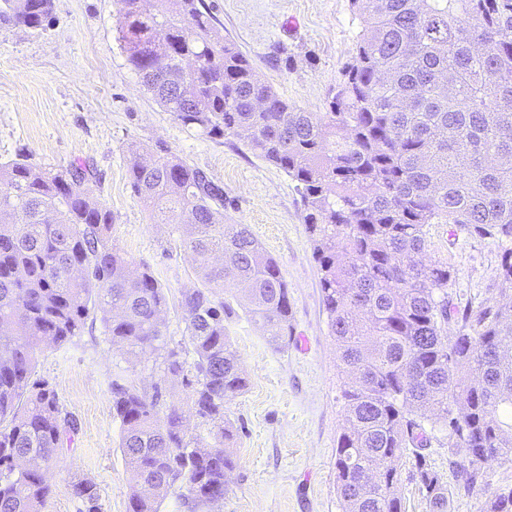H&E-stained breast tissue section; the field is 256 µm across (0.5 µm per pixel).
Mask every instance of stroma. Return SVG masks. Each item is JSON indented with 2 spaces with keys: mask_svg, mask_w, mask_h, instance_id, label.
Masks as SVG:
<instances>
[{
  "mask_svg": "<svg viewBox=\"0 0 512 512\" xmlns=\"http://www.w3.org/2000/svg\"><path fill=\"white\" fill-rule=\"evenodd\" d=\"M224 35L289 104L326 109L327 92L356 53L358 21L350 0H204ZM120 0H54L42 30L0 23V164L18 154L47 168L87 161L90 188L111 210L112 241L135 266L163 285V332L187 346L181 294L199 286L190 256L165 224L152 223L128 178L131 143H164L207 171L224 188V218L247 225L288 283L293 337L270 346L259 325H230L249 380L225 404L234 425L238 466L223 503L210 512H342L336 493V446L345 425L338 353L328 333L320 270L303 223L294 182L253 154L240 138L210 139L185 129L143 87L117 39ZM429 254L455 270V299L500 297L501 248L491 239L428 228ZM156 356L131 357L100 331L41 348L36 374L56 388L78 424L48 473L44 512H82L74 477L91 479L100 512H129V473L119 448L110 383L122 376L141 389L156 382ZM461 456L447 433L433 431L425 448L407 449L397 490L403 512H432L417 471L435 472L448 490L445 512H483L486 499L512 485V462L479 466L474 486L461 481Z\"/></svg>",
  "mask_w": 512,
  "mask_h": 512,
  "instance_id": "stroma-1",
  "label": "stroma"
}]
</instances>
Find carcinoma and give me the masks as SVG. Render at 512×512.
<instances>
[{
  "label": "carcinoma",
  "instance_id": "obj_1",
  "mask_svg": "<svg viewBox=\"0 0 512 512\" xmlns=\"http://www.w3.org/2000/svg\"><path fill=\"white\" fill-rule=\"evenodd\" d=\"M121 3L118 41L148 92L190 130L245 139L301 194L341 368L342 512H402L399 462L431 430L461 449L468 486L476 465L512 461V299L462 307L448 292L452 265L423 258L427 228L453 224L498 242L499 278L512 285V0H351L356 54L325 112L289 104L263 80L204 0ZM53 9L0 0V20L38 30ZM149 154L130 183L207 283L182 293L190 364L165 342L164 287L112 244L89 163L47 169L21 155L0 166V512H43L45 472L75 421L35 376L36 352L88 322L130 354L158 352L161 378L181 381L212 436L187 435L159 392L112 379L130 512H160L176 486L190 510L224 501L238 464L224 403L248 386L228 326L242 314L287 348L288 284L246 225L224 223L223 187L163 144ZM419 478L443 512L439 477L422 468ZM72 494L99 512L92 480L72 481ZM487 512H512V488Z\"/></svg>",
  "mask_w": 512,
  "mask_h": 512
}]
</instances>
